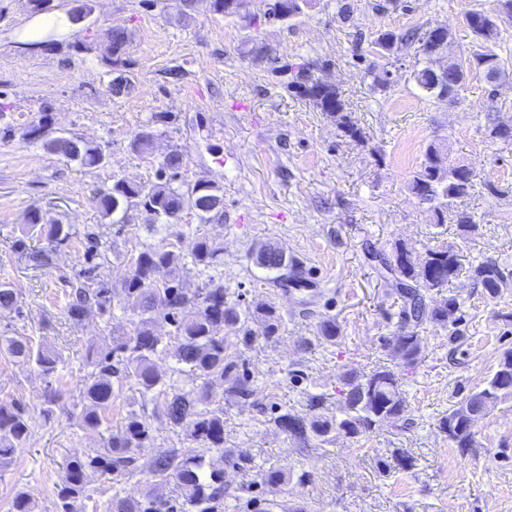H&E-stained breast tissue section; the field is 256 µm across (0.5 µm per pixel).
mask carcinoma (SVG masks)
<instances>
[{
	"label": "carcinoma",
	"mask_w": 512,
	"mask_h": 512,
	"mask_svg": "<svg viewBox=\"0 0 512 512\" xmlns=\"http://www.w3.org/2000/svg\"><path fill=\"white\" fill-rule=\"evenodd\" d=\"M464 23L471 30L473 45L464 55L465 64L453 57L432 54L434 41L447 37V32L422 25L395 29H380L373 43L381 48L384 58L397 60L410 51L423 60H415L411 76L423 90L439 101L455 100L459 91L472 75H482L492 81L501 64L495 47L501 29L498 13L472 10L464 15ZM320 69L318 62L285 63L275 71L286 76L285 88L309 101L319 111L334 119L336 127L345 136L364 141L363 132L346 112L345 101L333 84L314 76ZM388 68L372 62L365 76L372 79L371 86L381 92L391 87L385 78ZM31 142L53 153L76 161L83 167L97 168L105 164V151L93 145L66 136H48V115H43L31 130ZM154 130L144 127L130 143V149L139 155L149 153ZM183 167V156L172 152L162 159L158 180L150 185H131L118 179L103 191L96 204L114 224L128 223L129 209L136 207L146 214L150 226H173L181 223L186 211H193L200 223L209 224L224 219V209H213V201L223 199L220 185L201 177L193 184L176 186L172 177ZM476 168L468 162H451L448 147L433 141L426 148L418 168L411 175L407 188L427 206L434 224L442 226L448 221V208L454 202L471 195L475 187ZM462 243H425L419 250L410 249L401 242L390 244L389 249L375 250L371 259L377 262L378 277L401 301L397 329L385 344L394 360L393 368H380L369 374L346 370L340 375V414L320 412L324 395L310 394L303 415L286 409L273 419V424L293 440L305 444L315 439L329 444L343 434L358 437L374 432L386 421H398L405 412V400L400 391V375L418 364L423 352L420 332L427 328L446 329L459 325L457 316L460 303L455 296L441 295L448 284L465 281L482 290L484 296L494 299L512 288V269L498 258L483 256L468 264L462 263V245L480 235V227L466 210L453 212ZM29 228L45 235L53 243L62 244L71 238L69 228L44 217L39 210L29 212ZM220 248L198 236L190 255L193 262L204 269L215 264ZM180 260L179 251L169 242L146 246L128 257L130 275L123 284L124 300L140 310L141 319L131 333L112 336V350L94 361L89 382L80 391L81 426L97 429L103 423L105 411L112 405L116 389L129 381L135 382L143 398L163 395L152 415L131 411L121 428L109 438L107 448L91 453H74L63 467L55 496L57 512H84L88 498V484L95 477H110L116 484L109 512H224V469L216 468L206 460L212 451L224 453V407L213 403L210 387L217 383L224 387V399L236 403L251 400L256 387L239 374L241 348H249L258 339L273 341L280 335L286 319L275 300L270 299L254 308H244L231 299L221 278L207 277L202 288L193 295L186 294L175 278L158 281L155 274L162 269L174 272ZM252 262L265 272L267 284L280 288L283 272L279 259L273 257L270 244L263 243L252 252ZM291 276L288 281L299 289L313 288L309 271L298 258L288 257ZM18 297L14 288L0 283V309L17 308ZM194 308V316L179 320L176 315ZM102 313L112 310V290L87 281L79 282L68 294L67 315L74 322L82 321L92 310ZM174 324L177 344L155 333L156 316ZM223 326L234 328V336L219 335ZM336 318L325 316L318 325V340L324 346H334L340 338ZM7 351L31 364L42 375L57 372L58 361L47 349L28 341L5 339ZM171 355L175 366L171 375L187 379V385L176 388L155 366V359ZM512 402V349L504 350L495 369L475 387L448 408V415L440 422V429L462 456L475 453V420L467 410L490 411L500 404ZM47 416L50 409L36 410L15 401H0V463L15 449L23 447L35 420V413ZM164 419L175 429L198 442L201 451L184 456L172 448L164 454L140 461V452L148 447L153 437L151 418ZM148 472L154 484L142 492L137 487L125 489L140 472ZM267 486L281 489L290 477L283 470H269L261 476ZM172 484L175 496L169 497L160 488ZM30 496L19 490L11 503V512H35Z\"/></svg>",
	"instance_id": "obj_1"
}]
</instances>
